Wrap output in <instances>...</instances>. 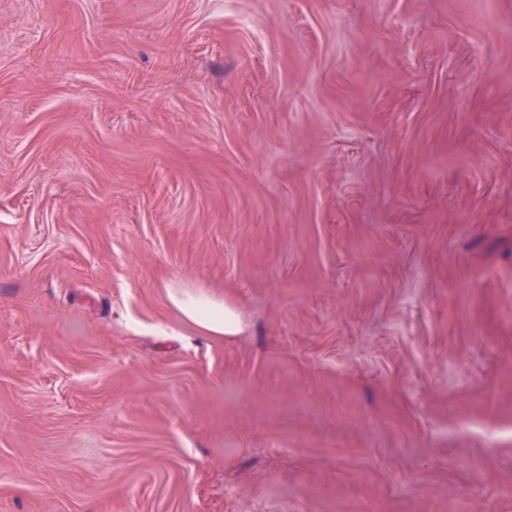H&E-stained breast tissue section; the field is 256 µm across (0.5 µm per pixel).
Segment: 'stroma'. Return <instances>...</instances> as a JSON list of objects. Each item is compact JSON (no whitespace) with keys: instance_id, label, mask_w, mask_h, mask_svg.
<instances>
[{"instance_id":"obj_1","label":"stroma","mask_w":512,"mask_h":512,"mask_svg":"<svg viewBox=\"0 0 512 512\" xmlns=\"http://www.w3.org/2000/svg\"><path fill=\"white\" fill-rule=\"evenodd\" d=\"M0 512H512V0H0ZM170 300L180 317L197 330L210 336H234L240 330L239 316L228 304L201 294L172 293Z\"/></svg>"}]
</instances>
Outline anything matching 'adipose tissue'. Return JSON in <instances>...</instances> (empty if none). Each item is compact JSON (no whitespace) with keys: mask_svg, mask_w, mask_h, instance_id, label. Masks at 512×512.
Returning <instances> with one entry per match:
<instances>
[{"mask_svg":"<svg viewBox=\"0 0 512 512\" xmlns=\"http://www.w3.org/2000/svg\"><path fill=\"white\" fill-rule=\"evenodd\" d=\"M170 300L182 320L210 336H233L240 330L239 316L228 304L201 294H171Z\"/></svg>","mask_w":512,"mask_h":512,"instance_id":"1","label":"adipose tissue"}]
</instances>
